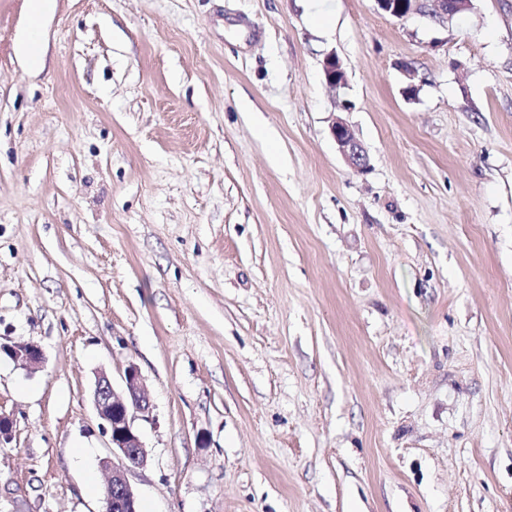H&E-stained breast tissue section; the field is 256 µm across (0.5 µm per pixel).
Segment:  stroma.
<instances>
[{
  "label": "stroma",
  "mask_w": 512,
  "mask_h": 512,
  "mask_svg": "<svg viewBox=\"0 0 512 512\" xmlns=\"http://www.w3.org/2000/svg\"><path fill=\"white\" fill-rule=\"evenodd\" d=\"M28 2L0 342L45 362L0 356V512H102L131 364L142 512H512V0H56L39 71ZM19 52L31 69L42 67L43 49L35 30L32 29L23 33L19 41ZM332 133L345 160L354 168L360 170L366 168L365 152L350 127L342 120H335ZM2 352L19 366L29 370L40 368L44 362L42 349L33 342H18L3 345L0 343V354ZM93 402L110 432L112 448V459L103 461L108 478L102 512H137V497L127 473L147 463L148 451L135 421L139 417L147 418L151 409L145 380L138 367H127L120 391L106 373H99L93 389Z\"/></svg>",
  "instance_id": "1"
}]
</instances>
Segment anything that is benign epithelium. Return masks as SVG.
<instances>
[{
	"instance_id": "obj_1",
	"label": "benign epithelium",
	"mask_w": 512,
	"mask_h": 512,
	"mask_svg": "<svg viewBox=\"0 0 512 512\" xmlns=\"http://www.w3.org/2000/svg\"><path fill=\"white\" fill-rule=\"evenodd\" d=\"M386 14L403 18L416 7L418 0H375ZM433 15L448 17L467 11L472 0H432ZM326 83L341 88L346 83V73L341 61L329 55L323 62ZM332 133L345 160L354 168H366L367 158L361 144L350 127L337 120ZM5 353L18 365L35 370L44 362L42 349L33 342L0 344V353ZM93 402L98 416L106 423L110 432L112 457L103 461L108 473L103 512H137V497L128 481L127 473L146 465L148 451L142 441L135 421L148 417L151 409L145 380L134 365L127 367L121 389H116L107 374L97 375L93 389Z\"/></svg>"
}]
</instances>
